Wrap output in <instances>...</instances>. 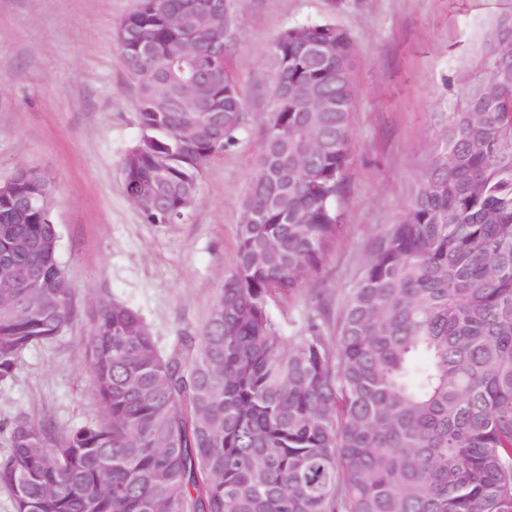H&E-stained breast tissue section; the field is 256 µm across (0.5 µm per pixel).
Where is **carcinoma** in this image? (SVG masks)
<instances>
[{"label":"carcinoma","mask_w":512,"mask_h":512,"mask_svg":"<svg viewBox=\"0 0 512 512\" xmlns=\"http://www.w3.org/2000/svg\"><path fill=\"white\" fill-rule=\"evenodd\" d=\"M238 28L237 0H139L118 25L142 128L122 184L151 224L183 219L250 125ZM271 54L236 261L202 329L165 353L135 309L96 302L104 417L0 430L15 512H512V14L336 323L317 311L291 334L270 301L318 277L340 231L355 55L327 23L282 29ZM53 201L0 182V382L73 315Z\"/></svg>","instance_id":"carcinoma-1"}]
</instances>
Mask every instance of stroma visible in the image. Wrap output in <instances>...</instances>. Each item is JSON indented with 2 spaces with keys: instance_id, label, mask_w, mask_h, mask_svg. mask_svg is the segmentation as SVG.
Segmentation results:
<instances>
[{
  "instance_id": "35a3bbf8",
  "label": "stroma",
  "mask_w": 512,
  "mask_h": 512,
  "mask_svg": "<svg viewBox=\"0 0 512 512\" xmlns=\"http://www.w3.org/2000/svg\"><path fill=\"white\" fill-rule=\"evenodd\" d=\"M137 6L0 0V180L21 167L51 180L73 309L62 335L29 349L14 378L0 382V423L27 417L60 435L102 416L83 357L87 312L99 299L137 310L166 352L201 328L236 258L280 30L332 23L349 32L355 52L343 224L323 273L270 305L290 332L312 309L341 310L373 238L407 201L438 115L455 109L492 24L512 12V0H238L230 64L250 126L208 163L184 220L151 224L121 175L141 127L116 30Z\"/></svg>"
}]
</instances>
